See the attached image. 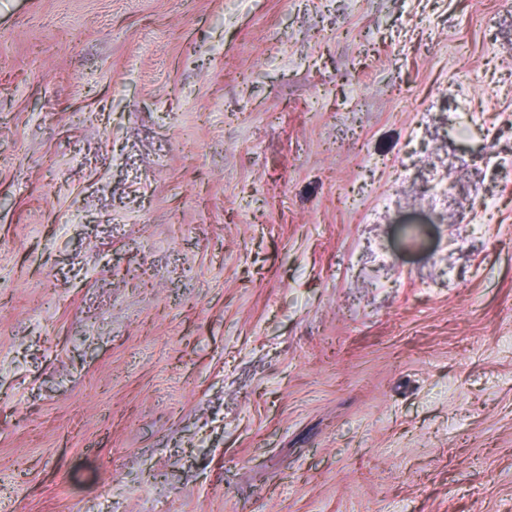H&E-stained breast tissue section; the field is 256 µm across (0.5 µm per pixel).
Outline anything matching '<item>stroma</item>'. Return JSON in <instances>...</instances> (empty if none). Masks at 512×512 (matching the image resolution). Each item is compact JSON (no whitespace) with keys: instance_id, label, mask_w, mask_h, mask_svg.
<instances>
[{"instance_id":"35a3bbf8","label":"stroma","mask_w":512,"mask_h":512,"mask_svg":"<svg viewBox=\"0 0 512 512\" xmlns=\"http://www.w3.org/2000/svg\"><path fill=\"white\" fill-rule=\"evenodd\" d=\"M0 512H512V0H0Z\"/></svg>"}]
</instances>
